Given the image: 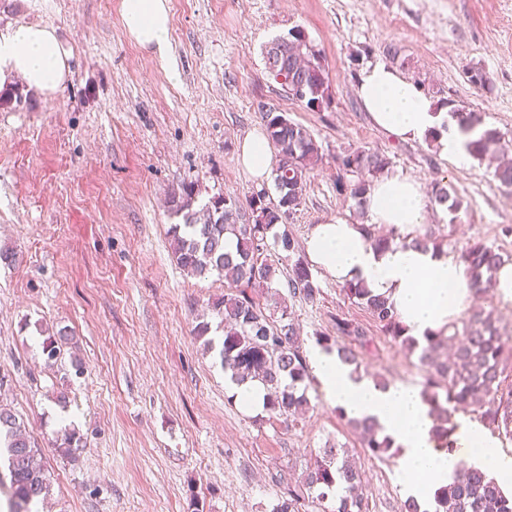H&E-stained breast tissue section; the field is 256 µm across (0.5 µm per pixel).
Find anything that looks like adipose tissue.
Returning <instances> with one entry per match:
<instances>
[{
	"mask_svg": "<svg viewBox=\"0 0 512 512\" xmlns=\"http://www.w3.org/2000/svg\"><path fill=\"white\" fill-rule=\"evenodd\" d=\"M123 27L129 39L159 57L171 44L169 0H121ZM69 53L54 28L20 24L0 32V90L23 82L33 91L54 95L71 72ZM356 94L378 127L404 140L434 138L440 153L455 164L470 157L465 133L448 108L423 94L396 68L377 63L361 72ZM238 161L256 182L273 169L268 138L250 133ZM370 221L406 234L429 218L421 183L398 175L378 177L366 194ZM310 262L337 283H362L394 304L403 323L417 337L447 332L473 297L472 279L463 260L447 251L421 250L399 244L376 248L360 224L336 215L316 224L307 242ZM314 374L326 398L353 418H372L399 450L398 474L406 496L430 502L437 488L451 483L466 468H478L498 484L512 485V456L505 453L490 428L468 420L456 430L454 451L438 449L432 439L430 408L419 387H380L359 376L333 352L312 348Z\"/></svg>",
	"mask_w": 512,
	"mask_h": 512,
	"instance_id": "adipose-tissue-1",
	"label": "adipose tissue"
}]
</instances>
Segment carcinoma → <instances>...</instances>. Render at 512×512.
I'll return each mask as SVG.
<instances>
[{"mask_svg": "<svg viewBox=\"0 0 512 512\" xmlns=\"http://www.w3.org/2000/svg\"><path fill=\"white\" fill-rule=\"evenodd\" d=\"M280 61L266 65L269 76L293 99L308 110L319 112L330 103L329 73L325 60L305 31L290 36L288 42L277 43ZM466 132L481 129L478 139L470 142L471 155L484 160L505 152L500 133L483 126L480 115L459 108L451 110ZM268 140L276 150L277 164L273 170L278 201L267 200L261 190L242 204L232 196H217L195 208V188L188 185L170 198L172 210L182 215L183 223L171 226L174 258L187 275L205 279L213 274L224 278L230 291L209 303L213 314L224 320L222 361L224 373L237 384L259 379L268 389L265 408L272 415L286 420L303 415L308 409L305 393L299 385L309 370L298 345L299 331L288 313L285 298L280 295L281 277L291 297L312 300L319 287L309 263L296 259L288 275L267 252L273 247L290 256L298 252L296 238L283 230L287 218L302 203L306 178L322 161L319 147L309 131L282 112L265 113ZM336 164L348 179L339 182L345 192L364 209L365 194L372 180L389 169L388 158L365 149L348 150L336 157ZM434 201L447 206L451 213L461 208V201L448 189H433ZM273 242H268V234ZM401 240L415 248L444 247L445 236L433 231H416L401 235L394 231L371 236L379 249H387ZM234 242V250L227 241ZM475 292L479 295L493 287L499 268L506 263L499 249L481 239L467 242L461 251ZM266 290L269 302L261 304L248 293L252 287ZM345 297L368 311L376 326L386 336L400 343L411 354H418L424 368L422 395L430 406L435 421V434L448 433L447 424L459 409L473 407L481 421L512 440V382H505V365L512 363V333L499 325L493 311L482 307L467 311L462 327L452 325L448 336L426 334L420 338L408 334L393 304L374 295L361 283L342 286ZM338 333L351 338L341 343L329 336L319 338L321 345L336 344L338 355L348 364L358 363L359 349L369 339L363 329L350 320L336 319ZM72 337L59 331L43 341L46 360L56 361L63 346ZM363 435L362 447L368 455L385 459L393 448L392 440L380 435L376 421H356ZM0 441L7 452L11 512H29L31 503L49 494L51 481L43 464V450L31 445L24 422L7 408L0 406ZM336 505L325 502L336 490ZM315 495L321 512H369L363 493V475L349 459L348 451L324 448L310 459L302 480L287 482L283 495L272 512H298L304 494ZM433 512H512V494H507L494 480L478 469L460 472L454 481L441 486L434 496Z\"/></svg>", "mask_w": 512, "mask_h": 512, "instance_id": "cac0c4a2", "label": "carcinoma"}]
</instances>
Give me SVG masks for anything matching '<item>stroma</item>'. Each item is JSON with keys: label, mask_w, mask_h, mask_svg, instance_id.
I'll use <instances>...</instances> for the list:
<instances>
[{"label": "stroma", "mask_w": 512, "mask_h": 512, "mask_svg": "<svg viewBox=\"0 0 512 512\" xmlns=\"http://www.w3.org/2000/svg\"><path fill=\"white\" fill-rule=\"evenodd\" d=\"M167 59L130 41L121 0H0V31L54 27L70 52L71 77L46 97L23 90L0 108V404L24 420L51 473L43 512H272L280 479L299 480L312 454L335 446L363 474L370 512H398L396 457L361 446L316 376L309 409L292 425L250 413L224 375L217 277L186 276L172 255L168 200L194 184L198 203L247 201L273 183L238 164L243 139L285 112L323 155L287 221L299 246L323 218L361 221L336 184L347 149L386 155L391 172L441 184L463 206L434 210L452 225L448 249L481 239L512 253V192L490 160L455 164L428 141L375 126L355 87L396 45L407 78L433 100L480 113L512 145V0H170ZM301 27L325 59L331 102L319 112L289 99L265 69L275 38ZM490 83L475 86L473 69ZM178 79H170V70ZM316 299H288L309 352L336 319L359 323L373 343L357 371L387 384H421L417 355L377 329L366 309L318 277ZM207 335L197 336L199 323ZM75 336V353L47 365L42 342ZM76 458L52 444L65 430Z\"/></svg>", "instance_id": "35a3bbf8"}]
</instances>
